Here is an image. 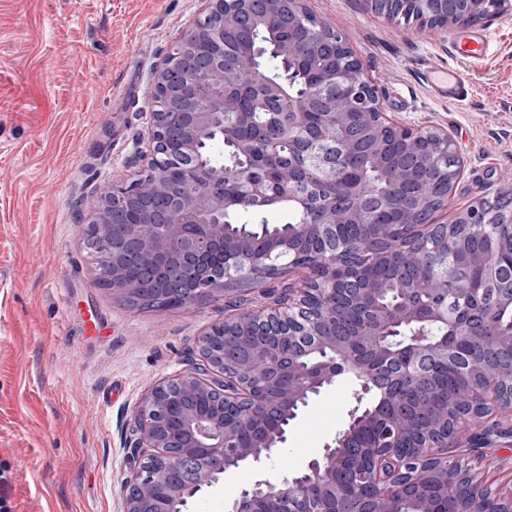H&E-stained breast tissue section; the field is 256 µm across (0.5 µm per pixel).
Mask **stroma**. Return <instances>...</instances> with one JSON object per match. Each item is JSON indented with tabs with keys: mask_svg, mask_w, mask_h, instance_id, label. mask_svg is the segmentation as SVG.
<instances>
[{
	"mask_svg": "<svg viewBox=\"0 0 512 512\" xmlns=\"http://www.w3.org/2000/svg\"><path fill=\"white\" fill-rule=\"evenodd\" d=\"M345 32L385 112L446 130L462 174L435 215L512 190V13L477 22L491 38L473 63L450 53L454 27L419 34L367 0H306ZM198 0H0V493L14 512H122L129 473L125 423L160 380L201 361L200 334L224 316V292L141 310L96 283L83 244L85 198L143 165L152 73L192 26ZM431 64L470 82L463 102L436 96ZM356 381L314 396L283 449L225 475L188 506L224 512L255 481L300 471L343 430ZM474 470L512 490V414Z\"/></svg>",
	"mask_w": 512,
	"mask_h": 512,
	"instance_id": "1",
	"label": "stroma"
}]
</instances>
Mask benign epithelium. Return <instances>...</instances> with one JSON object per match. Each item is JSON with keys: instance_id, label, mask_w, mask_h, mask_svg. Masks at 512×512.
I'll return each instance as SVG.
<instances>
[{"instance_id": "benign-epithelium-1", "label": "benign epithelium", "mask_w": 512, "mask_h": 512, "mask_svg": "<svg viewBox=\"0 0 512 512\" xmlns=\"http://www.w3.org/2000/svg\"><path fill=\"white\" fill-rule=\"evenodd\" d=\"M499 5L496 13L512 11V0H475L480 8L461 13L448 21L452 26L473 24L489 16L485 5ZM202 15L171 47L165 62L153 76L155 109L150 113L145 168L126 180L112 183L91 197L93 219L88 233L101 245L99 278L112 286L119 297L136 291L126 276L130 244L146 264L153 279L148 293H161L173 282V274L190 273L181 280L186 302L199 301L238 276L243 264L254 269L270 266L271 253L256 251L252 238L240 233L232 241L224 236V179L206 175L197 147L226 112L239 107L227 89L249 80L261 83L267 96L282 101L290 127H302V116L310 103L319 105L326 120L319 133L299 141L301 164L288 168L279 191L288 199L321 213L317 235L328 253L345 251L336 240L339 224L371 227L374 210L385 204L374 200L369 209L347 207L338 197L349 187L336 180V197L325 201L315 194L312 179L322 171H339L355 148L348 135L357 123L379 130L373 149H384L382 131L406 141L409 160L391 174L396 185L425 173L427 181L454 185L461 163L452 137L436 129L403 126L382 111L376 88L370 84L348 38L336 31L327 33L318 24L299 42L280 44L273 52L291 60L299 51L327 49L336 65L324 71L322 82L297 97L270 83L255 59L265 49L248 37L237 47L238 65H224V31L252 22L258 16L278 17L293 25L306 15L304 0H201ZM435 143L446 147L433 156ZM175 160L186 176L178 186L156 178L159 166ZM238 200L262 204L272 196L268 180L253 171L238 182ZM141 202L140 221L120 224L114 202ZM491 222L488 208L469 206L457 213L452 224H443L430 246L414 251L413 258L436 263L448 258L457 242L480 225ZM379 285L369 281L355 287L336 277V270L309 278L301 288L288 289L257 309L226 317L213 323L199 341L204 364L191 367L172 379L156 384L140 401L126 423L130 455L134 462L121 485L123 512H151L150 488H165L171 503L183 510L189 499L243 463L257 461L287 441V423L302 407L336 378L352 370L363 394L378 392L383 400L391 393L368 379L359 363L352 340L336 338V299L360 313L357 336L373 354L392 360L403 352L408 365L425 368L447 352L445 338L414 336L401 345L392 342L401 326L416 319L414 307L404 304L379 307L374 296ZM432 321L448 327L455 336L467 335L448 310L435 307ZM472 384L461 397L448 404L447 413L434 418L428 428L409 430L394 426L388 413L379 408L357 405L349 423L322 457L310 460L300 472L276 483L258 480L232 501L224 512H256L254 505L265 502L264 512H280L279 499L293 498L297 512H344L336 499L346 485L351 468L374 476L373 490L361 512H399L407 503L413 512H431V502L453 496V512H512V491L500 494L489 504L474 497L473 474L466 468L448 466V449L461 445L459 434L468 424L478 426L467 442L481 448L498 426L500 413H512V370L486 373L481 366L470 367ZM371 420L381 422L380 434L371 443L360 430ZM209 465L192 484L182 483L179 474L194 468L198 457Z\"/></svg>"}]
</instances>
